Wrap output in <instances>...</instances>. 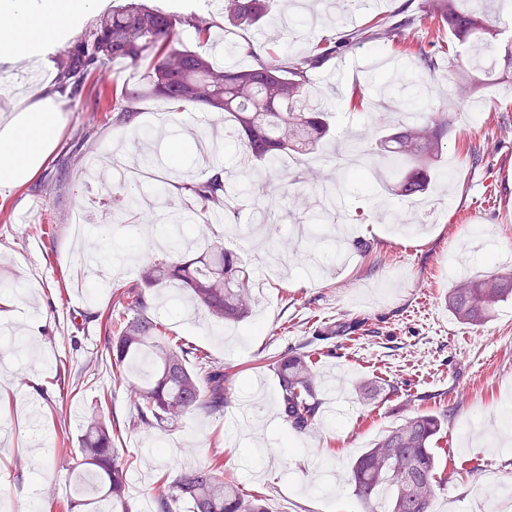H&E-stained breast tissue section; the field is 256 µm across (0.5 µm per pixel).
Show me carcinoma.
<instances>
[{
  "label": "carcinoma",
  "mask_w": 512,
  "mask_h": 512,
  "mask_svg": "<svg viewBox=\"0 0 512 512\" xmlns=\"http://www.w3.org/2000/svg\"><path fill=\"white\" fill-rule=\"evenodd\" d=\"M273 2L223 0L221 10L224 20L237 25L271 24ZM422 12L438 31H447L461 45L473 46L465 60L472 78L505 81L512 75V43H498L499 30L491 15L469 10L466 0H425ZM212 26V18L204 14L177 16L125 0L57 58V89L76 101L88 81L104 83L103 74L111 64H145L142 85L112 88L113 122L134 124L138 103L145 97L161 101L171 112L208 109L231 122L224 140L239 147L252 170L285 178L288 172L281 167L282 159L319 149L329 134L323 103L312 100L321 94L310 85L309 72L336 53V42L320 43L300 58H259L247 67H225L206 48ZM182 27L190 28L201 46L179 45ZM390 37L392 29L374 22L351 33L349 40L370 44L379 52ZM417 58V70L412 72L415 86L435 67L433 53L421 48ZM467 104L468 94L456 84L446 104L418 109L420 115L411 122L397 118L377 140V149L366 153L363 169H401L403 175L391 185L393 194L408 199L423 193L448 131ZM176 189L197 199L200 219L208 226L209 215L228 210L225 179L219 171L201 181L183 182ZM109 203L115 213L131 210L132 188L123 183L114 186ZM174 283L189 292L198 310L217 322H240L249 314V277L221 241H210L193 255L176 243L172 257L142 264L137 283L113 286L114 306L96 318L104 325L117 377L87 416L74 460L75 468L93 476L97 497L70 498L63 512H101L99 502L106 512H133L129 464L114 447L112 424L103 419L115 386L123 387L133 408L128 421L132 428H165L190 412L221 414L231 401L235 373L181 342L149 314L159 291ZM511 296V272L478 280L461 276L450 288L448 304L459 321L479 325L496 304ZM335 333V325H323L313 341L269 361L279 380V415L291 432L308 433L321 415L323 385L315 373L314 342ZM443 422L442 415L419 413L351 461L349 483L367 512H430L437 468L433 443ZM159 483L163 491L156 498L157 512H268L265 498L246 492L219 452L210 454L204 466L162 475Z\"/></svg>",
  "instance_id": "carcinoma-1"
}]
</instances>
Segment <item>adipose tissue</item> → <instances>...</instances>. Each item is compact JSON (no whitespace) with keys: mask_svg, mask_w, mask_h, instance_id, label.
Listing matches in <instances>:
<instances>
[{"mask_svg":"<svg viewBox=\"0 0 512 512\" xmlns=\"http://www.w3.org/2000/svg\"><path fill=\"white\" fill-rule=\"evenodd\" d=\"M103 6L104 0H0V64H49L62 39ZM59 121L57 96L37 90L0 123V186L21 185L38 171Z\"/></svg>","mask_w":512,"mask_h":512,"instance_id":"ef3b65f1","label":"adipose tissue"}]
</instances>
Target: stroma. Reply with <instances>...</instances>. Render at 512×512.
<instances>
[{"instance_id": "1", "label": "stroma", "mask_w": 512, "mask_h": 512, "mask_svg": "<svg viewBox=\"0 0 512 512\" xmlns=\"http://www.w3.org/2000/svg\"><path fill=\"white\" fill-rule=\"evenodd\" d=\"M383 3L335 24L323 16L319 0L294 14L288 0H275L274 11L287 14L284 34L268 25L237 27L220 11L212 13L225 40L245 39L260 53L281 56L308 54L319 41L361 29L376 16L389 22L400 12L411 24L382 57L370 45L354 46L311 72L313 86L324 94L333 140L321 156L289 158L293 186L282 190L273 179H242L237 147H225L224 171L237 184L230 197L238 233L227 237L221 224L204 230L191 217L185 229L223 237L225 248L240 257L250 274L253 314L224 327L195 313L189 298L175 307L163 294L152 313L185 343L236 370L234 395L220 416L190 413L166 430H123L115 444L130 462L136 512H155L160 473L200 465L214 448L244 490L265 496L271 512H365L347 482L352 457L419 412L448 414L433 447L440 482L432 512H499L501 494L512 486V424L501 421L503 410L512 408V299L480 326L458 321L448 308L458 262L475 278L512 271V85L489 82L472 90L468 115L449 133L425 195H392L381 208L359 186L342 194L349 238L373 245V252L355 250L340 261L332 224L319 241L292 232L311 222L310 170L335 180L334 158L344 142L375 131L379 110L351 105L366 71L380 60L405 64L403 41H429L421 0ZM440 39L449 51L436 55V103L447 99L449 79L465 77L460 62L468 54L448 33ZM88 118L66 103L56 145L37 173L23 185L0 189V321L28 346L20 360L0 346V512H56L57 502L71 495L84 415L111 387L112 364L100 323L76 325L70 315L105 309L112 282L136 281L145 257L166 254L155 241L159 224L131 237L101 184L85 177L103 158L120 153L130 159L139 149L129 128L113 125L111 113H98L97 132L72 163L66 189L40 192ZM466 142L479 148V162L463 150ZM207 168L195 154L177 169L131 168L125 180L150 197L156 188L206 178ZM268 196L278 203L282 245L275 254L252 230L251 203ZM104 229L112 264L103 286L94 288L84 275L85 251ZM356 321L361 329H353ZM325 323L335 324L336 334L317 343L318 372L325 380L341 375L344 387L338 396H325L314 430L290 437L277 410L278 380L266 361L304 346ZM84 369L93 378L76 385Z\"/></svg>"}]
</instances>
